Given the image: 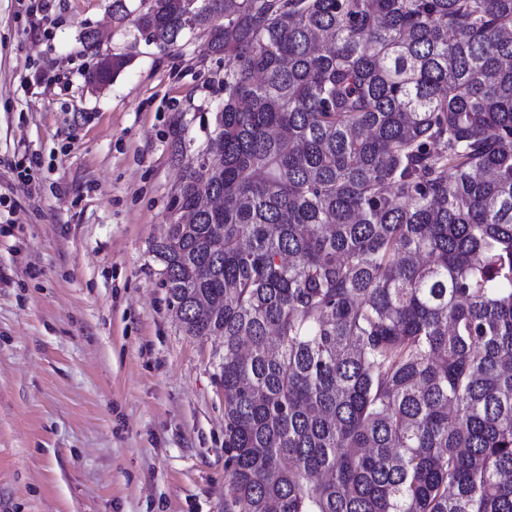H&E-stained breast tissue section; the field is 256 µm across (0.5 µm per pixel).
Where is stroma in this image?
Segmentation results:
<instances>
[{
    "mask_svg": "<svg viewBox=\"0 0 512 512\" xmlns=\"http://www.w3.org/2000/svg\"><path fill=\"white\" fill-rule=\"evenodd\" d=\"M40 4L0 0V512H224L220 342L181 331L151 252L224 58ZM127 64V61L117 55H112V67H105L102 62L89 73V82L93 85H106L111 81L112 77L121 71Z\"/></svg>",
    "mask_w": 512,
    "mask_h": 512,
    "instance_id": "stroma-1",
    "label": "stroma"
}]
</instances>
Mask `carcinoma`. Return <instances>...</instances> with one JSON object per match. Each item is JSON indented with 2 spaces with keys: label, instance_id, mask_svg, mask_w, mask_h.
Listing matches in <instances>:
<instances>
[{
  "label": "carcinoma",
  "instance_id": "carcinoma-1",
  "mask_svg": "<svg viewBox=\"0 0 512 512\" xmlns=\"http://www.w3.org/2000/svg\"><path fill=\"white\" fill-rule=\"evenodd\" d=\"M134 24L225 60L217 162L152 246L182 331L223 347L225 512H512V0Z\"/></svg>",
  "mask_w": 512,
  "mask_h": 512
}]
</instances>
